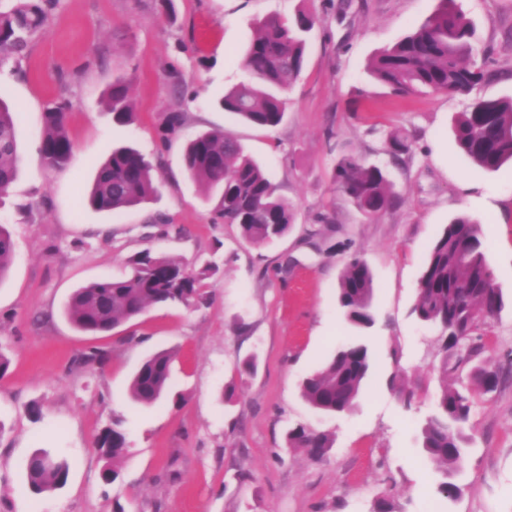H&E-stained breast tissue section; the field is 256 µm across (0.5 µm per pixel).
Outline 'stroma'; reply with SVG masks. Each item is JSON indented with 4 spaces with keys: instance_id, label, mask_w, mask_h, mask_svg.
<instances>
[{
    "instance_id": "1",
    "label": "stroma",
    "mask_w": 512,
    "mask_h": 512,
    "mask_svg": "<svg viewBox=\"0 0 512 512\" xmlns=\"http://www.w3.org/2000/svg\"><path fill=\"white\" fill-rule=\"evenodd\" d=\"M490 48V78L480 96H512V0H459ZM439 0H174L175 17L155 0H60L46 29L18 62L0 68V98L17 114L20 162L0 224L14 241V263L0 282V512H372L388 499L395 512H512V379L473 391L465 427L471 452L455 500L436 491V464L419 444V424L435 409L443 356L437 329L412 312L425 253L458 214L475 218L505 308L490 321L476 369L512 360V166L487 171L458 150L453 120L466 97L398 95L373 81L368 59L423 22ZM319 22L303 74L288 91V112L261 130L216 101L238 84L237 64L257 20L298 7ZM185 76L175 93L165 76ZM130 81L137 119L121 126L103 101L115 77ZM70 99V164L47 168L39 154L46 103ZM186 113L179 138L158 150L166 113ZM218 128L265 168L293 203L288 235L265 245L244 241L237 225L213 222L203 189L189 180L182 148ZM412 144L400 162L384 150L387 132ZM131 145L155 166L160 194L139 207L99 212L82 201L97 163ZM384 167L398 201L369 219L336 191L332 173L345 156ZM169 225L151 227L155 215ZM151 249L190 268L217 265L199 305H163L105 335L77 330L65 315L86 283L120 278L127 261ZM373 275L377 350L353 409L316 412L301 380L354 336L339 315L336 289L349 255ZM294 259L288 277L279 264ZM105 351L103 363L82 356ZM175 353L166 399L144 406L130 396L149 355ZM255 369L244 372L245 360ZM121 422L129 447L118 478L104 483L97 434ZM307 424L332 435L316 459L288 447ZM38 448L64 455L66 485L36 495L25 463Z\"/></svg>"
}]
</instances>
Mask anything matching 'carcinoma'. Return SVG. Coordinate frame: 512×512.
<instances>
[{"label": "carcinoma", "instance_id": "cac0c4a2", "mask_svg": "<svg viewBox=\"0 0 512 512\" xmlns=\"http://www.w3.org/2000/svg\"><path fill=\"white\" fill-rule=\"evenodd\" d=\"M60 0H10L0 9V68L16 62L32 37L42 31ZM317 16L300 7L288 19L274 15L257 23L239 64L246 79L220 99L221 108L258 128L280 125L286 115L283 93L300 77L305 66L309 35ZM367 70L378 83L398 94L422 90L464 95L468 102L460 112L454 136L459 150L477 166L496 171L512 161V97H473L471 92L489 77L488 51L476 43V30L454 0H441L438 9L422 24L394 44L377 51ZM107 109L120 125L130 123L135 105L129 96V80L118 77L105 99ZM70 101L57 98L44 111L45 134L39 153L46 167L62 169L73 156L68 131ZM183 112L165 115L158 130L165 147L181 132ZM16 118L0 100V197L8 194L19 164L15 135ZM386 152L398 160L411 146L399 130L387 134ZM183 167L190 180L205 191L215 215L236 224L251 244H266L288 233L295 221L294 209L277 194L262 165L242 144L221 129H210L188 141ZM336 189L365 216L375 217L393 205L396 194L386 170L356 157L338 162L333 175ZM157 193L154 168L139 150L120 147L98 166L89 192L90 205L111 213L139 206ZM14 256L11 234L0 225V281L9 273ZM130 271L121 279L103 278L73 291L66 307L69 321L78 330L102 335L139 316L153 305H189L203 300L202 281L218 270L209 265L193 271L174 258L146 249L129 259ZM373 278L367 264L352 255L344 263L338 288V305L353 327H372ZM505 307L481 240L479 225L467 215L454 217L428 247L413 306L417 318L440 329L443 375H448V349L458 340L470 341L468 352L458 355L457 365L478 356L483 344L474 334ZM376 358L362 336L343 343L331 359L308 375L302 396L316 410L341 414L352 409ZM173 355L157 352L144 360L133 375L129 392L142 405H153L165 395ZM508 378L499 369H480L474 380L485 392L498 389ZM471 413L469 388L443 384L437 408L421 426L422 448L438 463L439 492L447 498L460 493L457 484L468 438L464 427ZM288 447L303 448L321 458L332 447L328 434L306 425L288 432ZM97 448L107 460L102 479L110 484L118 477L116 462L125 454L128 439L120 423L101 430ZM70 466L47 449L31 454L26 462L29 489L35 494L54 491L67 482Z\"/></svg>", "mask_w": 512, "mask_h": 512}]
</instances>
